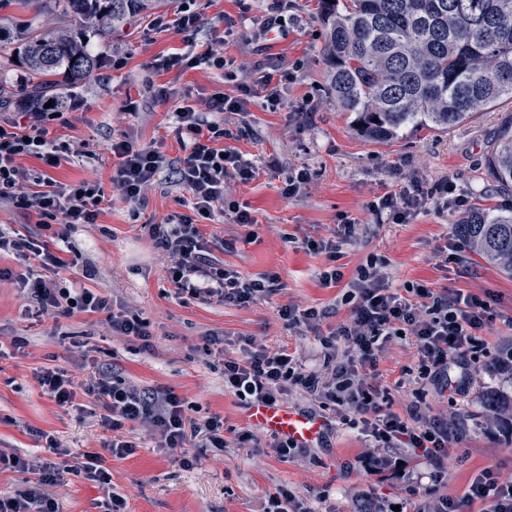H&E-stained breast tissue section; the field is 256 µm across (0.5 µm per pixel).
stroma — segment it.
<instances>
[{
  "mask_svg": "<svg viewBox=\"0 0 512 512\" xmlns=\"http://www.w3.org/2000/svg\"><path fill=\"white\" fill-rule=\"evenodd\" d=\"M318 7L319 0H192L201 29L190 42L152 27L146 18L109 33L71 20L98 66L87 81L60 87L59 97L77 99L81 107L67 112V125L50 122L49 134L73 137L94 156H76L51 170L32 157L20 163L49 171L62 183L101 184L104 201L97 223L77 225L69 237L77 264L66 277L74 287L138 311L149 323L153 348L145 351L112 335L102 313L29 317L20 288L0 281V452L48 459L36 437L40 430L73 453L99 451L113 433L93 414L90 398L78 394V408H61L35 379L36 371L57 368L81 383L98 363L111 366L139 390L173 388L190 404L193 417L218 414L224 419L228 446L221 450L203 447L198 438L183 448H164L148 425L127 424L122 435L136 443L134 455L110 456L105 462L112 490L125 498L127 512H265L269 493L281 486L315 512H361L364 503L381 500L398 504L403 512H425L430 503L460 497L486 467H496L502 478L512 477V428L484 408L487 391L512 395V375L493 368L512 350V278L469 250L459 263L442 264L440 251L456 233L455 219L434 206L407 224L377 223L367 210L370 201L399 191L409 177L451 181L474 207L511 206L512 199L491 188L484 160L495 128L512 115V102L501 101L447 131L408 128L392 141L365 140L353 128V114L342 111L326 88ZM216 41L223 44L227 69L203 65L156 72L148 67L157 57L198 52ZM260 67H293L297 74L293 81L269 85L284 109L271 111L260 97L247 111L223 115L225 127L234 133L225 147L259 168L252 181L231 185L227 198L248 206L257 224L250 231L223 215L207 221L205 231L224 241L213 249V263L252 277L276 273L281 288L246 307L179 297L167 280V255L145 230L188 214L190 199L176 183L184 152L172 110L154 99L151 88L175 89L196 104L219 91L235 95L237 85L253 82ZM305 100L313 111L297 112ZM124 134L167 158L161 181L138 204L125 201L112 187L109 146ZM298 169L308 172L309 181L285 196V179ZM342 212L359 224L352 238L340 242L339 258L332 263L326 254L309 252L304 241L332 236ZM373 257L384 261L392 286L421 282L441 293L472 292L488 303L485 324L476 333L480 345L467 359L469 377L460 390H441L436 381L423 387L430 415L447 418L453 436L448 473L439 483L430 480L428 463L404 451L397 454V468L371 471L361 428L340 422L333 410L298 388L288 390L281 402L323 422L324 437L315 448L290 459L278 457L270 447L271 434L256 426L249 429L251 443L239 444L245 405L225 390L222 371L210 368L203 352L206 338L215 334L231 358L239 357L242 338L252 337L315 361L314 334L302 327L287 329L280 307L323 309L329 313L327 326L346 323L350 309L341 303L343 286H323L320 274L334 264L348 281ZM416 364L412 339L390 343L371 379L383 392L385 406L404 410L412 387L402 383V371ZM186 458L192 467L183 466ZM49 492L63 512H102L105 493L93 482L68 475Z\"/></svg>",
  "mask_w": 512,
  "mask_h": 512,
  "instance_id": "35a3bbf8",
  "label": "stroma"
}]
</instances>
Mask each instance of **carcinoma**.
Masks as SVG:
<instances>
[{"mask_svg": "<svg viewBox=\"0 0 512 512\" xmlns=\"http://www.w3.org/2000/svg\"><path fill=\"white\" fill-rule=\"evenodd\" d=\"M38 2L62 19H94L116 30L167 0ZM319 21L328 88L343 111L355 114L356 131L367 140H391L410 126L447 130L512 101V0H321ZM0 57L24 65L25 94L34 104L97 67L80 33L33 23L0 43ZM485 166L496 190L512 197V116ZM456 233L512 277V207L476 208ZM486 404L512 423V396L491 390Z\"/></svg>", "mask_w": 512, "mask_h": 512, "instance_id": "carcinoma-1", "label": "carcinoma"}]
</instances>
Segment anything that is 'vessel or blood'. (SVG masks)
Here are the masks:
<instances>
[{
    "label": "vessel or blood",
    "instance_id": "1",
    "mask_svg": "<svg viewBox=\"0 0 512 512\" xmlns=\"http://www.w3.org/2000/svg\"><path fill=\"white\" fill-rule=\"evenodd\" d=\"M242 420L304 448L314 446L323 436L322 425L314 416L279 404L250 406L244 411Z\"/></svg>",
    "mask_w": 512,
    "mask_h": 512
}]
</instances>
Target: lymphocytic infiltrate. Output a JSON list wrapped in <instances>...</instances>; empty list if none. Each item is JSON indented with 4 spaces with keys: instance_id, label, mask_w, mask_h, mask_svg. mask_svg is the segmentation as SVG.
<instances>
[{
    "instance_id": "obj_1",
    "label": "lymphocytic infiltrate",
    "mask_w": 512,
    "mask_h": 512,
    "mask_svg": "<svg viewBox=\"0 0 512 512\" xmlns=\"http://www.w3.org/2000/svg\"><path fill=\"white\" fill-rule=\"evenodd\" d=\"M273 77L268 73L259 85H241L234 96L215 93L201 111L173 90L161 86L155 90L159 102L174 106L175 131L184 151L177 177L192 198V215L173 224L148 227L156 248L173 259L168 276L176 294L246 307L277 290L276 274L252 279L212 263L209 255L222 241L206 235L201 226L202 221L223 210L232 213L234 223L250 227L256 222L248 207L228 202L227 191L229 183L253 180L257 169L238 151L220 149V142L231 138L232 133L216 115L246 111L252 99L259 96L265 97L268 108L278 109V96L260 93ZM52 119L49 112H26L0 119V203H10L36 216L38 228L48 233L44 239L27 238L18 230L0 229V253L27 251L43 269L39 276H17L11 269L1 268L0 280H14L37 314L103 312L113 335L140 340L142 348H151L148 324L137 311L113 313L107 297L87 288H69L56 279L73 264L69 231L78 224L96 223L104 195L96 183L84 180L65 184L50 176V169L80 151L73 142L50 137L48 124ZM110 151L116 159L113 185L127 201L141 202L166 169L165 156L159 150L138 146L126 135L114 139ZM23 156L40 160L44 172L34 174L24 168L19 162ZM430 204L454 216L470 210L468 199L448 181L430 184L416 178L399 192L372 201L369 209L377 222L406 224ZM320 279L326 286L345 283L341 302L351 310L348 322L326 331L322 323L327 311L302 310L291 304L281 306L279 316L286 328L303 326L314 333L320 344L321 365L307 368L287 348L273 350L247 338L242 342L241 357L222 360L225 390L241 395L246 403L273 404L284 391L301 389L321 404L333 407L342 422L359 418L378 450L373 457L375 463H386V450L404 448L429 463L433 477L443 478V462L451 440L447 420L429 415L419 399L401 413L384 409L369 374L376 371L389 343L410 336L416 348L418 380L447 379L451 368L462 365L467 354L477 348L475 333L484 324L486 301L472 293H438L419 282L405 284L400 290L392 288L380 264L373 260L360 266L352 280H344L336 268L322 271ZM36 380L43 393L62 407L74 406L81 393L93 397L103 410L102 427L113 431L115 437L104 441L101 451L82 454L71 465L51 461L35 464L15 454L0 453V471L36 476L28 487L1 495L0 512H61L47 488L65 472L109 490L104 512H124L126 501L111 491L112 475L105 458L134 454L136 443L119 436L131 422L149 425L165 448L184 447L197 437L210 448L227 445L223 417L190 416L185 399L173 389L142 392L101 368L79 387L57 369L38 371ZM472 505L478 506L479 512H512V480L501 479L492 468H484L460 500H441L432 512H460L461 507Z\"/></svg>"
}]
</instances>
